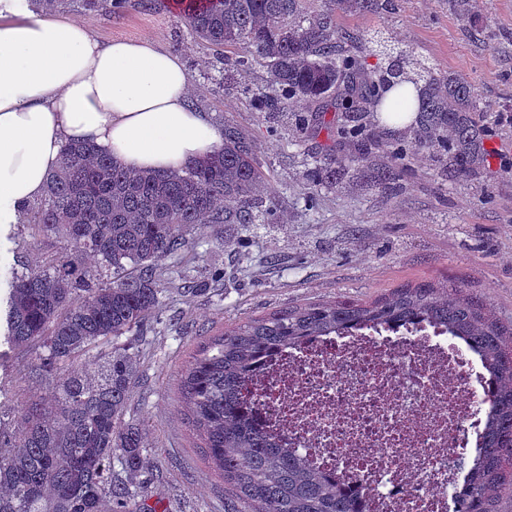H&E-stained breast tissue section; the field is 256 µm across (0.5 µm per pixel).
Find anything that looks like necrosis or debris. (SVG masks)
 Segmentation results:
<instances>
[{"instance_id":"obj_1","label":"necrosis or debris","mask_w":512,"mask_h":512,"mask_svg":"<svg viewBox=\"0 0 512 512\" xmlns=\"http://www.w3.org/2000/svg\"><path fill=\"white\" fill-rule=\"evenodd\" d=\"M483 365L445 327L357 328L262 359L242 397L279 444L364 512H452L483 434Z\"/></svg>"}]
</instances>
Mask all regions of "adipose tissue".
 <instances>
[{"label":"adipose tissue","instance_id":"obj_1","mask_svg":"<svg viewBox=\"0 0 512 512\" xmlns=\"http://www.w3.org/2000/svg\"><path fill=\"white\" fill-rule=\"evenodd\" d=\"M190 89L180 56L154 39L105 42L86 23L0 0V224L43 194L69 143L132 170L211 154L224 136Z\"/></svg>","mask_w":512,"mask_h":512}]
</instances>
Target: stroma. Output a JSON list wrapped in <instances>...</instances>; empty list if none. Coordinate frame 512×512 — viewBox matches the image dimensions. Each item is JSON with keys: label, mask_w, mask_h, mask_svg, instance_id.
Segmentation results:
<instances>
[{"label": "stroma", "mask_w": 512, "mask_h": 512, "mask_svg": "<svg viewBox=\"0 0 512 512\" xmlns=\"http://www.w3.org/2000/svg\"><path fill=\"white\" fill-rule=\"evenodd\" d=\"M378 14L345 17L358 34L382 32L390 40L426 57L475 87L485 117L488 160L477 177L451 183L422 161L399 190L360 189L347 183L321 191L316 211H304L305 162L310 155L348 143L333 131L316 128L299 134L285 122L252 109L243 81L267 86L255 68L241 78L233 68L242 48L226 50L223 70L212 53L194 42L178 9L127 10L121 16L84 17L104 41L153 38L177 53L192 79L195 105L217 125L249 130L256 160L286 221L282 224H229L223 243L202 234L192 266L176 258L171 277L190 271L202 290L170 293L159 323L140 342L139 375L130 414L143 422L148 454L158 469L148 501L151 512H224L223 481L203 458L178 394L180 373L197 346L224 329L251 318L310 301L369 300L400 285L428 278L462 282L483 294L496 312L512 317V0H475V22H467L450 0H394ZM61 240L34 241L26 224H0V301L15 273L62 251ZM223 267L215 282L213 267Z\"/></svg>", "instance_id": "stroma-1"}]
</instances>
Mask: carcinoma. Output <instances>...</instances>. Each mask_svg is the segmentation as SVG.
<instances>
[{"mask_svg": "<svg viewBox=\"0 0 512 512\" xmlns=\"http://www.w3.org/2000/svg\"><path fill=\"white\" fill-rule=\"evenodd\" d=\"M37 11L123 14L159 0H28ZM190 35L217 59L241 46L247 73L264 67L268 89L250 93L257 112L307 110L296 128L336 126L354 150L313 157L315 190L336 188L351 171L367 188L396 184L421 156L448 182L484 165L486 127L472 84L410 50L376 36L381 66L368 70L354 48L359 35L340 19L380 13L391 0H178ZM417 95L410 98L408 86ZM334 103L326 119L328 103ZM413 113L409 132L372 156L373 123ZM265 176L253 135L224 126V143L204 160L173 171H129L90 143L69 144L44 196L27 210L34 237L68 248L15 276L7 297L4 340L21 351L18 379L54 383L49 397L15 411L0 405V512H145L147 443L141 424L125 420L138 363L125 340L153 321L168 289L165 262L195 255V231L225 224H279L262 197ZM440 324L484 364L491 384L484 433L454 512H499L512 499V319L459 283L421 280L370 301H312L282 309L202 342L181 375L179 393L193 433L230 497L224 512H360L334 479L267 436L241 397L254 364L310 336L349 329ZM96 352L89 365L87 356Z\"/></svg>", "mask_w": 512, "mask_h": 512, "instance_id": "obj_1", "label": "carcinoma"}]
</instances>
